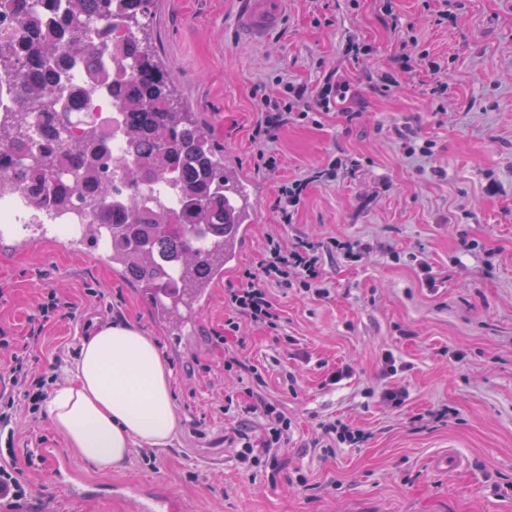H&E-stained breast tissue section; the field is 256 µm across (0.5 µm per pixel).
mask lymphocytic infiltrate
Instances as JSON below:
<instances>
[{"label":"lymphocytic infiltrate","mask_w":512,"mask_h":512,"mask_svg":"<svg viewBox=\"0 0 512 512\" xmlns=\"http://www.w3.org/2000/svg\"><path fill=\"white\" fill-rule=\"evenodd\" d=\"M284 97L260 100V116L252 132L257 147L256 155L264 166L272 167L276 158L271 146L284 127L296 120L315 119L318 114L334 108L343 98L344 86L326 80L317 97H309L304 86L285 83ZM325 246L298 241L293 247L283 246L277 239H270L269 250L257 268L245 269L240 287L224 291V307L236 315L232 330H239L241 323H249L272 331L280 327V316L272 299V288L300 285L305 289L324 294L322 255ZM0 351L7 361L0 367V377L7 386L0 388V429H5L17 416L35 418L40 405L48 396L53 384L51 376H36L30 370L28 344H20L10 336H0ZM262 414L263 435L253 440L248 424L236 428L230 440L235 461L249 469L258 463L277 466V451L291 434L292 423L277 406L257 398ZM45 460L41 455L27 454L24 463L13 460L0 462V512H20L23 503L36 494L31 472L43 470Z\"/></svg>","instance_id":"1"}]
</instances>
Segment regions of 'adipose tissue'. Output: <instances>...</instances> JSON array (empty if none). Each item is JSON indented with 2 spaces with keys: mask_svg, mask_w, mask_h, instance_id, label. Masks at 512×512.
<instances>
[{
  "mask_svg": "<svg viewBox=\"0 0 512 512\" xmlns=\"http://www.w3.org/2000/svg\"><path fill=\"white\" fill-rule=\"evenodd\" d=\"M70 373L46 399L45 414L68 447L100 472L123 466L132 448L172 443L178 425L172 371L136 324L99 327Z\"/></svg>",
  "mask_w": 512,
  "mask_h": 512,
  "instance_id": "obj_1",
  "label": "adipose tissue"
}]
</instances>
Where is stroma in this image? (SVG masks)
<instances>
[{"label": "stroma", "mask_w": 512, "mask_h": 512, "mask_svg": "<svg viewBox=\"0 0 512 512\" xmlns=\"http://www.w3.org/2000/svg\"><path fill=\"white\" fill-rule=\"evenodd\" d=\"M442 9L454 23L433 25ZM235 16L236 0H159L147 29L255 209L225 286L257 267L271 235L367 249L356 262L325 257L326 295L273 289L279 332L226 330L218 288L195 330L176 335L156 329L101 248L0 249V331L25 342L42 294L70 303L33 345L35 374L65 379L58 347L77 349L112 322L135 323L173 372L178 430L154 464L136 450L107 474L76 455L71 463L104 485L160 484L184 512H512V0H288L282 28L257 44L240 40ZM395 18L411 26L416 52L440 64L447 93L432 94L426 66L402 65ZM329 75L348 89L342 104L288 125L274 145L277 168L259 166L256 93L282 96L288 81L314 97ZM406 126L432 143V157L405 153ZM336 158L335 178H321ZM293 180L307 188L281 224L272 202ZM228 352L262 383L225 368ZM344 366L350 376L331 383ZM252 388L292 422L275 470L241 469L224 440ZM389 388L406 390L400 408L382 403ZM228 394L236 410L225 415ZM444 406L449 420L429 422ZM330 418L363 429L366 441L317 447ZM12 427L17 458L67 449L46 417ZM32 480L40 496L30 512H129L118 500L69 498L44 471Z\"/></svg>", "instance_id": "1"}]
</instances>
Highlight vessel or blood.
<instances>
[{"instance_id": "b4317fda", "label": "vessel or blood", "mask_w": 512, "mask_h": 512, "mask_svg": "<svg viewBox=\"0 0 512 512\" xmlns=\"http://www.w3.org/2000/svg\"><path fill=\"white\" fill-rule=\"evenodd\" d=\"M287 10L288 0H241L237 12L238 25L246 39L260 42L283 25ZM225 194L230 204L235 206L239 222L228 227L224 234V259L212 265L211 280L205 282L203 287L182 288L172 294L148 289L142 297L143 304L162 317L165 326L172 332H179L180 325L175 317L182 314L183 310L202 312L209 308L213 290L223 281L227 264L235 261L242 241L249 237L253 229V210L244 205L245 194L238 183H229ZM43 454L50 461L54 482L64 487L72 498L100 496L101 491L97 484L77 474L69 460L60 455L57 449H44ZM109 494L125 499L130 512H174L175 509L171 494L160 486L143 485L133 488L116 484L112 486Z\"/></svg>"}]
</instances>
